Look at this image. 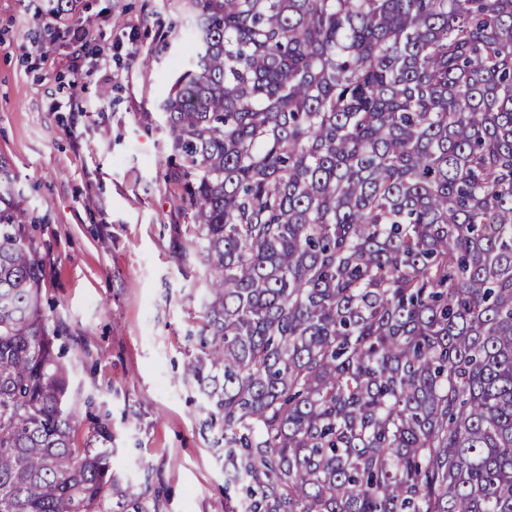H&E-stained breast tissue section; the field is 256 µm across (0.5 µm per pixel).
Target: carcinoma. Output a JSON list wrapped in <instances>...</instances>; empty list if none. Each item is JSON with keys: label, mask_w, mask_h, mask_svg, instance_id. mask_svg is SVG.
Returning <instances> with one entry per match:
<instances>
[{"label": "carcinoma", "mask_w": 512, "mask_h": 512, "mask_svg": "<svg viewBox=\"0 0 512 512\" xmlns=\"http://www.w3.org/2000/svg\"><path fill=\"white\" fill-rule=\"evenodd\" d=\"M165 89L236 512H512V0H191ZM0 199V512H110Z\"/></svg>", "instance_id": "carcinoma-1"}]
</instances>
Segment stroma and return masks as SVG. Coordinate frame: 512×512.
Segmentation results:
<instances>
[{
    "instance_id": "obj_1",
    "label": "stroma",
    "mask_w": 512,
    "mask_h": 512,
    "mask_svg": "<svg viewBox=\"0 0 512 512\" xmlns=\"http://www.w3.org/2000/svg\"><path fill=\"white\" fill-rule=\"evenodd\" d=\"M189 0H0V165L33 217L41 303L85 421L111 436L112 479L147 512H233L201 354L200 257L162 128V89L188 53ZM88 27L80 43L67 30ZM78 94L82 111L70 109Z\"/></svg>"
}]
</instances>
